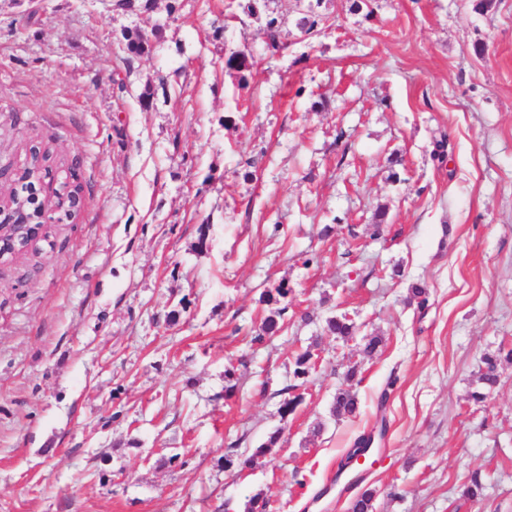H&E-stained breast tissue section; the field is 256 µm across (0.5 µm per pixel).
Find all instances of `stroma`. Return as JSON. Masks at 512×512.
I'll list each match as a JSON object with an SVG mask.
<instances>
[{"mask_svg":"<svg viewBox=\"0 0 512 512\" xmlns=\"http://www.w3.org/2000/svg\"><path fill=\"white\" fill-rule=\"evenodd\" d=\"M249 3L0 0V172L47 148L85 198L0 261V512H351L358 475L374 512H512V364L471 398L512 348V0H324L311 35L267 0L274 56ZM381 425L374 465L346 462ZM312 352L309 349H305L299 352L294 359V379L298 382L291 385L288 390V398H285L281 404V411L283 415L293 414L301 402L297 400L298 396L296 390L305 386L315 371V364L312 360ZM291 393V394H290ZM279 440V434H273L269 437V440L267 441V444H263L261 447L259 448H256V450L249 456L247 455H244V453H238V449L236 448H231L229 449V452L227 455H225V463L228 465V466H233L235 461L237 463V466L243 470L247 467H251L252 464H253V461H254V458L257 456V455H262L264 454L266 451L269 450L270 446H275V444L278 442Z\"/></svg>","mask_w":512,"mask_h":512,"instance_id":"35a3bbf8","label":"stroma"}]
</instances>
